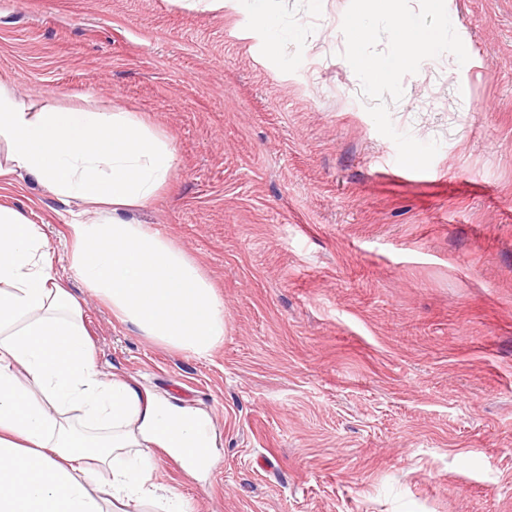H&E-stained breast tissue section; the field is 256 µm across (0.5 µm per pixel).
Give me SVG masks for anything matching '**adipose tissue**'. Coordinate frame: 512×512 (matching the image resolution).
Returning <instances> with one entry per match:
<instances>
[{"instance_id":"1","label":"adipose tissue","mask_w":512,"mask_h":512,"mask_svg":"<svg viewBox=\"0 0 512 512\" xmlns=\"http://www.w3.org/2000/svg\"><path fill=\"white\" fill-rule=\"evenodd\" d=\"M251 0L269 48L299 46L301 26ZM0 182L25 173L87 218L67 227L68 265L116 319L200 358L223 342L224 304L199 263L171 239L132 221L171 179V144L128 112L83 106L32 111L0 77ZM42 225L0 205V512H129L161 505L189 512L153 481L155 451L188 473L205 469L217 432L211 416L140 393L95 360L79 301Z\"/></svg>"}]
</instances>
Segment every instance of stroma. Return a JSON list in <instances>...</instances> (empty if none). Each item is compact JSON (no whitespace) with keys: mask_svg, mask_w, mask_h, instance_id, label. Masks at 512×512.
Here are the masks:
<instances>
[{"mask_svg":"<svg viewBox=\"0 0 512 512\" xmlns=\"http://www.w3.org/2000/svg\"><path fill=\"white\" fill-rule=\"evenodd\" d=\"M445 6L468 61H423L388 104L398 131L440 143L418 172L342 56L348 0H273L307 31L284 57L244 0H0V76L24 102L81 95L175 149L132 216L223 299L207 359L70 277L80 201L21 175L0 203L43 225L101 368L211 415V464L162 452L153 474L193 512H512V0Z\"/></svg>","mask_w":512,"mask_h":512,"instance_id":"35a3bbf8","label":"stroma"}]
</instances>
